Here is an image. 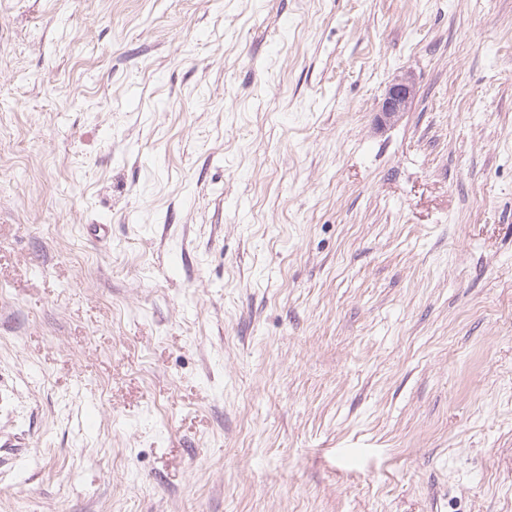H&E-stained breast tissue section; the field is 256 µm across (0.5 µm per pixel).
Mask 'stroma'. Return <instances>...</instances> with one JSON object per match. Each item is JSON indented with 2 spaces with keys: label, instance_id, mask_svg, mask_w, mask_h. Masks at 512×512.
<instances>
[{
  "label": "stroma",
  "instance_id": "obj_1",
  "mask_svg": "<svg viewBox=\"0 0 512 512\" xmlns=\"http://www.w3.org/2000/svg\"><path fill=\"white\" fill-rule=\"evenodd\" d=\"M8 436L0 512H512V0H0ZM416 95L414 79L405 72L394 79L381 104L380 115L385 122H397L409 109Z\"/></svg>",
  "mask_w": 512,
  "mask_h": 512
}]
</instances>
